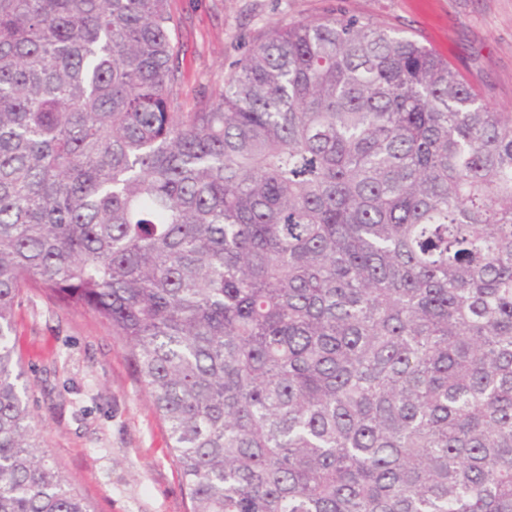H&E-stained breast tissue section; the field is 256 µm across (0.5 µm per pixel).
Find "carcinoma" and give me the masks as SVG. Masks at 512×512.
I'll list each match as a JSON object with an SVG mask.
<instances>
[{
	"label": "carcinoma",
	"instance_id": "carcinoma-1",
	"mask_svg": "<svg viewBox=\"0 0 512 512\" xmlns=\"http://www.w3.org/2000/svg\"><path fill=\"white\" fill-rule=\"evenodd\" d=\"M168 0H0V512H92L11 342L92 312L190 512H512V112L369 19L191 112Z\"/></svg>",
	"mask_w": 512,
	"mask_h": 512
}]
</instances>
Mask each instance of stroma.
<instances>
[{"label":"stroma","mask_w":512,"mask_h":512,"mask_svg":"<svg viewBox=\"0 0 512 512\" xmlns=\"http://www.w3.org/2000/svg\"><path fill=\"white\" fill-rule=\"evenodd\" d=\"M169 8L187 111L214 97L273 27L339 12L435 49L512 111V0H169ZM13 339L31 423L93 512H188L167 426L107 323L31 293L15 310Z\"/></svg>","instance_id":"35a3bbf8"}]
</instances>
